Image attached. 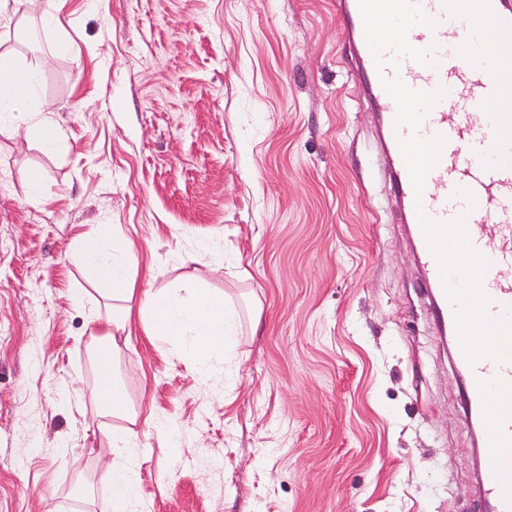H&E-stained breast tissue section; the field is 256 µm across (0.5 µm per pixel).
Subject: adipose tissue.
Wrapping results in <instances>:
<instances>
[{"label":"adipose tissue","mask_w":512,"mask_h":512,"mask_svg":"<svg viewBox=\"0 0 512 512\" xmlns=\"http://www.w3.org/2000/svg\"><path fill=\"white\" fill-rule=\"evenodd\" d=\"M21 123L35 132L46 148L57 146L56 126L38 109L0 115V134L15 132ZM72 246L80 263L113 301L112 316L106 328L90 334L91 343L97 349L95 399L104 411L128 420V427L112 434L113 448H126L137 436L131 427L137 413L127 402L114 373L133 324H141L145 336L154 341L187 338L197 361L199 381L204 384L211 375V357L223 353L225 338L230 334L225 306L222 300L191 283L158 289L147 294L140 306H132L134 288L128 272L129 251L124 241L108 239L102 231L78 233L72 239ZM111 488L112 512H139L142 497L138 481L127 466L113 467Z\"/></svg>","instance_id":"adipose-tissue-1"}]
</instances>
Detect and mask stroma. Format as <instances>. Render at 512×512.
<instances>
[{"label": "stroma", "mask_w": 512, "mask_h": 512, "mask_svg": "<svg viewBox=\"0 0 512 512\" xmlns=\"http://www.w3.org/2000/svg\"><path fill=\"white\" fill-rule=\"evenodd\" d=\"M57 18L26 0L0 28L62 134L0 135V512L109 508L123 421L92 396L87 325L112 303L71 247L102 225L135 303L191 281L239 325L204 385L183 343L137 326L123 347L125 396L152 415L145 512H482L336 0H63Z\"/></svg>", "instance_id": "stroma-1"}]
</instances>
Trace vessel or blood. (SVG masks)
<instances>
[{
    "label": "vessel or blood",
    "mask_w": 512,
    "mask_h": 512,
    "mask_svg": "<svg viewBox=\"0 0 512 512\" xmlns=\"http://www.w3.org/2000/svg\"><path fill=\"white\" fill-rule=\"evenodd\" d=\"M416 2L429 22L413 27L408 41L427 51L424 64L404 57L399 67L377 69L358 0H337V19L351 47L359 95L380 109L391 189L411 232L438 325L452 339L465 412L481 437V454L491 470L483 488L486 512H512V357L468 359L459 335V305L447 293L418 218L423 212L438 223L463 220L471 248L487 262L480 283L487 317L498 320L512 314V114L493 107L505 84L499 63L473 57L489 37L512 35V0H482L476 20L460 9L459 0ZM396 75L412 89L439 96L418 130L395 125L397 106L381 79ZM413 132L425 140H444L419 193L398 142Z\"/></svg>",
    "instance_id": "1"
}]
</instances>
